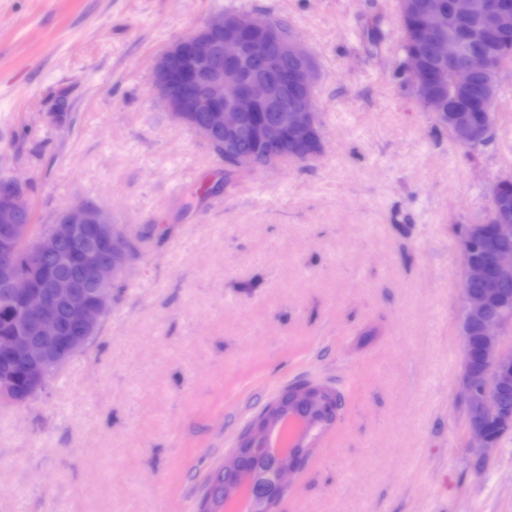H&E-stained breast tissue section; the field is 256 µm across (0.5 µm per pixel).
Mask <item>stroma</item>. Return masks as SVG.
<instances>
[{
	"mask_svg": "<svg viewBox=\"0 0 512 512\" xmlns=\"http://www.w3.org/2000/svg\"><path fill=\"white\" fill-rule=\"evenodd\" d=\"M228 5L308 48L317 158L228 180L157 105L155 58ZM401 38L397 0H0V176L34 223L80 200L136 247L89 348L0 403V512H197L240 426L302 381L344 406L275 512H512V431L483 470L467 448L456 234L512 176V61L469 153L394 78Z\"/></svg>",
	"mask_w": 512,
	"mask_h": 512,
	"instance_id": "obj_1",
	"label": "stroma"
}]
</instances>
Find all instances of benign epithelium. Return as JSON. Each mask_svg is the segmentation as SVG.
<instances>
[{
  "mask_svg": "<svg viewBox=\"0 0 512 512\" xmlns=\"http://www.w3.org/2000/svg\"><path fill=\"white\" fill-rule=\"evenodd\" d=\"M420 35L432 44L439 65L463 64L467 73L480 72L501 82L505 65L498 56V36L512 25V0H428L419 5ZM475 18L467 32L446 33L449 20ZM293 61V68L285 62ZM406 83L419 88L431 75L417 61L404 72ZM316 73L307 48L265 18L252 12L219 13L191 33L172 42L157 58L153 85L169 118L195 131L224 164L238 171L258 169V142L268 163L290 158L306 162L322 150V121L315 99ZM434 119L446 116L456 140L480 146L490 126L472 122L464 112L448 108L435 97L423 101ZM494 224H465L457 233L460 256L466 261L462 291L463 352H468L472 326L481 336L479 355L485 371H461L462 405L470 412L465 432L475 459L486 461L497 443L489 423L512 429V408L496 388L512 385V343L508 320L489 311L497 286L512 281V251L489 243L512 240V209L492 202ZM29 246L25 273L14 262L15 246ZM132 240L112 221L111 214L82 201L59 211L48 232L34 237L27 221L23 189L15 179L0 178V302L13 313L9 336H0V402L22 405L47 388V375L57 372L83 352L112 308V286L132 260ZM28 375L24 394L16 388L15 370ZM332 388L304 383L281 390L237 435L236 445L216 468L224 476L223 501L249 488L253 476L240 470L245 451L265 448L282 432L292 405H310L304 431L291 451L278 455L262 512H274L288 492V475L298 473L322 433L332 428L339 410L328 412Z\"/></svg>",
  "mask_w": 512,
  "mask_h": 512,
  "instance_id": "obj_1",
  "label": "benign epithelium"
}]
</instances>
